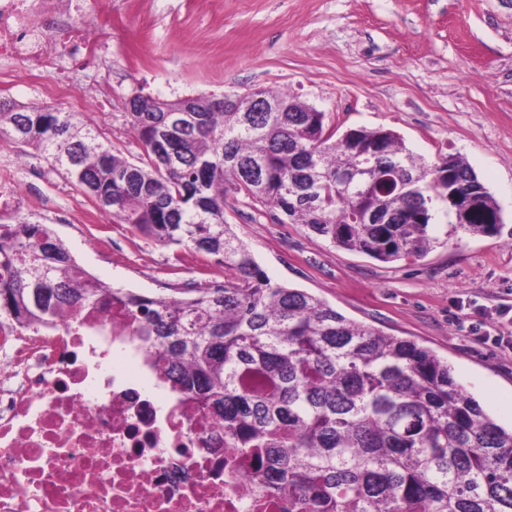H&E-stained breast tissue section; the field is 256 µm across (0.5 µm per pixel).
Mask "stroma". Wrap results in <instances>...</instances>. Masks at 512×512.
<instances>
[{
    "instance_id": "1",
    "label": "stroma",
    "mask_w": 512,
    "mask_h": 512,
    "mask_svg": "<svg viewBox=\"0 0 512 512\" xmlns=\"http://www.w3.org/2000/svg\"><path fill=\"white\" fill-rule=\"evenodd\" d=\"M111 18L108 49L66 90L18 70L0 76V97L77 113L133 161L132 95L285 90L337 133L384 127L426 162L469 163L502 209L499 233L461 230L420 258L384 263L333 246L240 195L224 217L272 282L433 350L511 427L512 0H112ZM31 182L49 208L17 204L0 222L53 225L78 265L113 287L159 293L229 275L118 223L49 164ZM106 233L108 255L90 246Z\"/></svg>"
}]
</instances>
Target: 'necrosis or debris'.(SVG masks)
I'll return each instance as SVG.
<instances>
[{
  "label": "necrosis or debris",
  "instance_id": "obj_1",
  "mask_svg": "<svg viewBox=\"0 0 512 512\" xmlns=\"http://www.w3.org/2000/svg\"><path fill=\"white\" fill-rule=\"evenodd\" d=\"M100 0H0V71L90 66ZM116 302L51 331L0 320V512H285L248 456L163 398Z\"/></svg>",
  "mask_w": 512,
  "mask_h": 512
}]
</instances>
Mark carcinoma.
Wrapping results in <instances>:
<instances>
[{"instance_id": "cac0c4a2", "label": "carcinoma", "mask_w": 512, "mask_h": 512, "mask_svg": "<svg viewBox=\"0 0 512 512\" xmlns=\"http://www.w3.org/2000/svg\"><path fill=\"white\" fill-rule=\"evenodd\" d=\"M282 112H228L224 98L134 95L137 162L71 112L0 99V137L30 148L102 210L163 245L231 272L222 288H114L81 268L50 224L0 233V319L54 328L117 301L148 343L144 363L182 402L252 456L288 512H512V428L498 424L448 362L416 341L351 320L271 282L224 219L242 194L330 243L381 262L439 241L440 197L471 199L452 232L493 235L501 208L472 167L428 163L391 129L334 139L325 113L267 92Z\"/></svg>"}]
</instances>
